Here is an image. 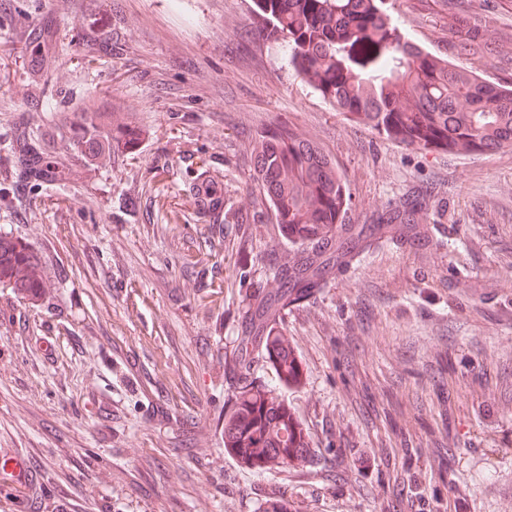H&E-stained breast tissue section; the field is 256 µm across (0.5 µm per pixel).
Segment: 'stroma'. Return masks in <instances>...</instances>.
Segmentation results:
<instances>
[{
	"label": "stroma",
	"mask_w": 512,
	"mask_h": 512,
	"mask_svg": "<svg viewBox=\"0 0 512 512\" xmlns=\"http://www.w3.org/2000/svg\"><path fill=\"white\" fill-rule=\"evenodd\" d=\"M386 3L421 47L512 88V0ZM80 112L140 137L89 158ZM279 122L335 162L362 246L277 326L314 453L254 472L224 449L225 354L297 249L248 190L253 136ZM22 134L66 181L12 182ZM206 175L243 223L203 207ZM0 234L45 275L34 298L0 285V460L38 461L22 487L0 472V512H512V147L427 151L353 122L252 0H0ZM398 432L420 469L401 491Z\"/></svg>",
	"instance_id": "stroma-1"
}]
</instances>
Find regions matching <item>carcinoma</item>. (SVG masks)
Listing matches in <instances>:
<instances>
[{
  "label": "carcinoma",
  "mask_w": 512,
  "mask_h": 512,
  "mask_svg": "<svg viewBox=\"0 0 512 512\" xmlns=\"http://www.w3.org/2000/svg\"><path fill=\"white\" fill-rule=\"evenodd\" d=\"M268 36L288 63L336 110L387 138L419 149L486 152L512 146V90L456 68L407 38L384 0H255ZM115 138L133 144L124 116L107 117ZM21 185L64 180L34 142L12 147ZM253 180L288 240L305 246L285 265L282 284L259 294L244 311L245 328L231 352L238 387L224 413V448L244 467L295 466L312 455L309 435L288 402L250 379L254 359L269 362L283 387L301 384L303 368L275 324L320 287V262L350 194L332 160L286 124L258 131ZM202 203L222 206L212 179ZM34 297L43 272L22 241L0 236V284Z\"/></svg>",
  "instance_id": "obj_1"
}]
</instances>
